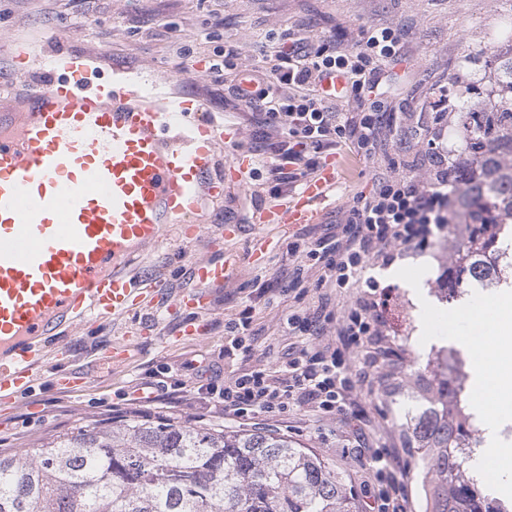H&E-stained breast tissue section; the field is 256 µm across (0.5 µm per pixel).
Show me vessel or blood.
I'll return each mask as SVG.
<instances>
[{
    "label": "vessel or blood",
    "mask_w": 512,
    "mask_h": 512,
    "mask_svg": "<svg viewBox=\"0 0 512 512\" xmlns=\"http://www.w3.org/2000/svg\"><path fill=\"white\" fill-rule=\"evenodd\" d=\"M0 80V400H14L47 362L41 344L91 315L153 306L164 281L133 265L166 232L194 243L206 204L223 203L253 170L244 153L223 158L241 132L217 124L189 94L116 68L97 54L22 37ZM234 168L225 181V168ZM336 186L323 168L287 203L257 209V224H311ZM228 224L191 259L196 291L172 311H205L208 291L237 264Z\"/></svg>",
    "instance_id": "obj_1"
}]
</instances>
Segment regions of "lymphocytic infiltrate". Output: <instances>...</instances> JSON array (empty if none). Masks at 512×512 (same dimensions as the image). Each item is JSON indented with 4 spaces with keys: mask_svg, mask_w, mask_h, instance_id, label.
Instances as JSON below:
<instances>
[{
    "mask_svg": "<svg viewBox=\"0 0 512 512\" xmlns=\"http://www.w3.org/2000/svg\"><path fill=\"white\" fill-rule=\"evenodd\" d=\"M271 67L243 60L239 43L224 45L221 58L208 62L211 77L228 84L233 100L243 103L246 126L254 130V150L267 173L269 194L285 199L322 168V161L346 148L370 156L385 149L384 130L394 129L397 115L380 104L347 114L318 86L326 76L343 75L354 99L378 91L386 65L401 57L397 29L369 27L354 46L340 47L308 27L265 36ZM250 90H243L242 82ZM434 146L422 161L425 176L400 173L398 166L376 176L373 190L353 199L343 223L314 239H295L288 255L296 265L280 281V294H293L283 319L288 349L282 363L253 360V306H245L224 325L232 351L244 354L225 379L196 372L193 383L173 378L138 382L131 401L191 388L224 415L290 416L305 410L327 422L346 421L358 389L377 357L368 345L382 341L379 308L385 299L378 283L365 274L374 262H390L422 251L434 230L455 223L453 180L458 177L434 132ZM318 289L310 302V289ZM362 471L373 491L374 512H407L408 469L393 449L381 447L367 456Z\"/></svg>",
    "mask_w": 512,
    "mask_h": 512,
    "instance_id": "1",
    "label": "lymphocytic infiltrate"
}]
</instances>
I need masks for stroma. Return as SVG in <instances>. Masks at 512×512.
I'll use <instances>...</instances> for the list:
<instances>
[{
	"instance_id": "obj_1",
	"label": "stroma",
	"mask_w": 512,
	"mask_h": 512,
	"mask_svg": "<svg viewBox=\"0 0 512 512\" xmlns=\"http://www.w3.org/2000/svg\"><path fill=\"white\" fill-rule=\"evenodd\" d=\"M505 8L504 0H87L79 9L70 0H0V51L21 31L39 27L63 44L103 54L143 77L154 80L166 75L168 91L194 95L216 122L230 125L238 118L225 104L228 93L211 81L201 65L203 57L222 49L225 41L247 43L250 57L262 65L267 58L259 40L269 31L280 33L308 25L338 44L351 46L367 27L391 25L402 34L403 55L387 67L396 82L385 98L389 111L401 115L405 130L403 141L390 148L388 156L364 158L344 151L327 156L340 182L335 202L321 208L315 223L290 227L253 223L254 211L274 206V199L255 180L234 191L223 208L210 213L206 228L207 233H216L229 213L244 231L224 244L225 251L237 256L238 267L228 286L210 291L203 315L205 335L167 344V337L177 334L184 318L168 314L161 303L148 311L92 320L70 330L60 338L70 351L55 367L83 377L82 386L58 388L45 372L17 401H0V449L33 448L39 439L67 430L82 419L125 418L129 411L124 398L134 383L167 370L178 371L184 363L206 365L225 376L235 370L237 361L224 355L228 344L224 322L251 304L250 280L258 274L273 280L288 277L293 264L287 249L293 236L317 237L339 224L353 197L371 192L376 175L389 159H396L402 173L416 174L419 151L430 136L440 96L448 95L460 105L486 90L491 67L487 47L499 39ZM172 41L188 48V55L167 52ZM258 235L274 243L261 265L249 258ZM462 240L456 225H449L423 253L404 260L408 266L428 265L421 286L426 301L441 309L464 304L474 290L473 285L458 287L448 279L451 267L459 263ZM205 248L202 239L180 246L167 237L138 265L159 270L167 282L166 296L172 300L193 293L187 265L191 257L203 255ZM387 298L384 331L398 358L361 390L358 420L334 424L302 411L283 420L261 416L257 423L259 428L288 434L346 472L360 501L365 495L355 437L358 429H365L374 445L397 449L409 469L410 510L426 512L425 471L410 427L434 395L432 380L445 378L472 386V362L458 344L448 340L421 343V306L408 284H390ZM292 303V298L280 297L255 305L256 352L270 345L275 355H282L286 343L277 324ZM131 331L138 337L127 358L106 359L105 349L123 342ZM137 413L151 418L171 416L208 428L235 425L190 392L183 395L176 410H167L160 400L143 405Z\"/></svg>"
}]
</instances>
